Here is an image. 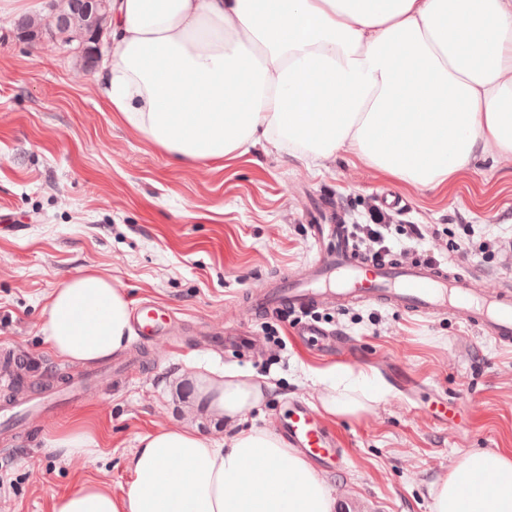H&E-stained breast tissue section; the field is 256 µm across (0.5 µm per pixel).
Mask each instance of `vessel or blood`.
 <instances>
[{
    "mask_svg": "<svg viewBox=\"0 0 512 512\" xmlns=\"http://www.w3.org/2000/svg\"><path fill=\"white\" fill-rule=\"evenodd\" d=\"M315 240L335 238L334 248L320 253L307 280L285 276L284 286L259 300L262 309L306 312L333 300L382 302L415 315H435L449 310L465 315L481 335L512 345V293L474 295L465 277L427 262L397 266L385 260L358 256L350 234L342 224H313ZM132 322L139 337L151 340L164 335L167 315L154 305L142 303ZM291 444L321 461L340 459L336 442L305 406L290 408L281 428Z\"/></svg>",
    "mask_w": 512,
    "mask_h": 512,
    "instance_id": "vessel-or-blood-1",
    "label": "vessel or blood"
}]
</instances>
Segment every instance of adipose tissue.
Returning a JSON list of instances; mask_svg holds the SVG:
<instances>
[{
  "label": "adipose tissue",
  "mask_w": 512,
  "mask_h": 512,
  "mask_svg": "<svg viewBox=\"0 0 512 512\" xmlns=\"http://www.w3.org/2000/svg\"><path fill=\"white\" fill-rule=\"evenodd\" d=\"M111 27L99 93L176 164L257 146L309 166L344 153L436 190L483 156L512 159V0H112ZM45 311L47 348L71 362L103 361L132 336L127 294L93 270L54 288ZM316 378L333 418L392 392L347 365ZM198 389L232 424L262 399L235 372ZM129 470L126 490L90 479L52 512H336L324 478L266 429L218 445L163 427L140 439ZM431 492L434 512H512V455L466 451Z\"/></svg>",
  "instance_id": "obj_1"
}]
</instances>
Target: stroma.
Segmentation results:
<instances>
[{"mask_svg": "<svg viewBox=\"0 0 512 512\" xmlns=\"http://www.w3.org/2000/svg\"><path fill=\"white\" fill-rule=\"evenodd\" d=\"M13 28L0 20V210L20 226L0 234V347L24 359L33 395L47 375L77 371L45 347L41 327L48 294L84 269L111 277L133 304L167 309L180 333L130 341L112 356L130 366L126 383L99 379L44 424L0 438V512H52L55 494L88 479L127 486L139 438L162 426L230 437L198 403L196 377L214 371L262 384L246 423L271 431L290 401L319 409L315 370L371 369L391 386L359 419L322 420L345 450L317 466L337 512H432V482L465 451H512V346L452 313L379 303L316 309L321 334L305 339L248 300L283 273L305 278L320 206L365 224L386 191L402 200L387 235L394 258L432 255L475 294L512 291V162L482 164L440 191L341 155L311 169L284 151L175 165L106 110L74 56L19 41ZM412 224L422 238L408 235ZM439 399L453 420L434 412ZM78 415L100 458L49 450Z\"/></svg>", "mask_w": 512, "mask_h": 512, "instance_id": "35a3bbf8", "label": "stroma"}]
</instances>
